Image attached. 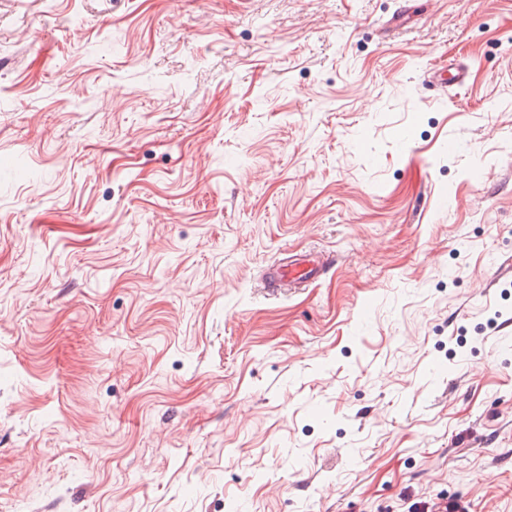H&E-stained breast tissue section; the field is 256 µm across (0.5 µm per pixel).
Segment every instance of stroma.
<instances>
[{"label": "stroma", "instance_id": "stroma-1", "mask_svg": "<svg viewBox=\"0 0 512 512\" xmlns=\"http://www.w3.org/2000/svg\"><path fill=\"white\" fill-rule=\"evenodd\" d=\"M510 259L512 0H0V512H512ZM335 262L334 256L326 254L312 257L301 256L287 265L269 266L263 273V279L270 288H296L299 281H309L328 272Z\"/></svg>", "mask_w": 512, "mask_h": 512}]
</instances>
